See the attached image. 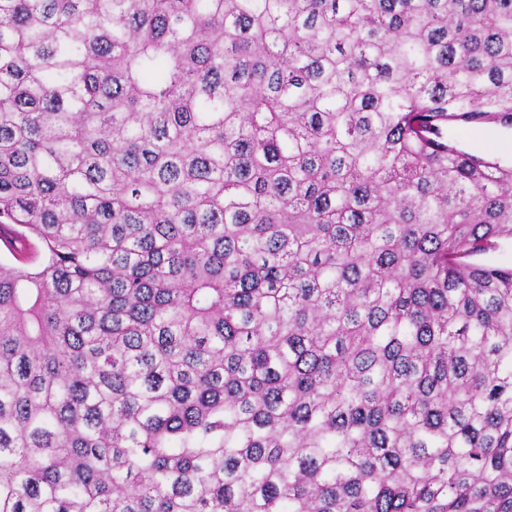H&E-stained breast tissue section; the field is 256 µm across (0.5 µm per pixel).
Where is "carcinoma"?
Segmentation results:
<instances>
[{
	"label": "carcinoma",
	"mask_w": 512,
	"mask_h": 512,
	"mask_svg": "<svg viewBox=\"0 0 512 512\" xmlns=\"http://www.w3.org/2000/svg\"><path fill=\"white\" fill-rule=\"evenodd\" d=\"M512 0H0V512H512ZM512 127L498 123L472 126L461 122H448V141L460 150L497 160L502 166L512 165L510 143L502 139H511ZM475 262L495 265L512 266V241L511 239L500 240L495 249L472 259Z\"/></svg>",
	"instance_id": "1"
}]
</instances>
